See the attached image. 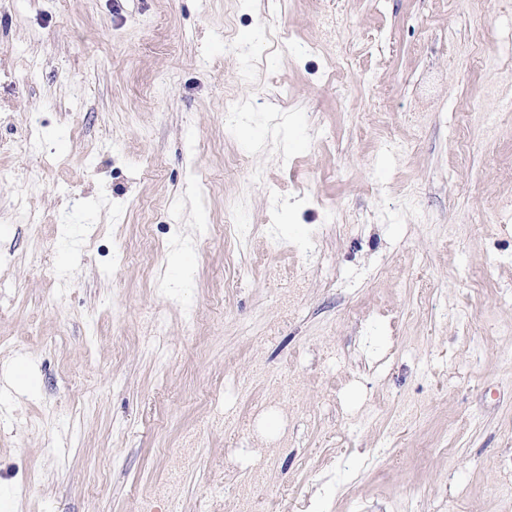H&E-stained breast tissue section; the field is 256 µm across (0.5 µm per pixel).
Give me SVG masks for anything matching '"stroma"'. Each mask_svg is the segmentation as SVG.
I'll return each mask as SVG.
<instances>
[{
	"mask_svg": "<svg viewBox=\"0 0 512 512\" xmlns=\"http://www.w3.org/2000/svg\"><path fill=\"white\" fill-rule=\"evenodd\" d=\"M1 265L0 512H512V0H0Z\"/></svg>",
	"mask_w": 512,
	"mask_h": 512,
	"instance_id": "obj_1",
	"label": "stroma"
}]
</instances>
